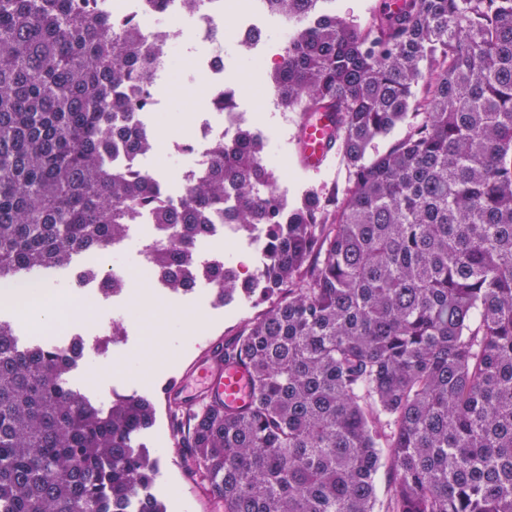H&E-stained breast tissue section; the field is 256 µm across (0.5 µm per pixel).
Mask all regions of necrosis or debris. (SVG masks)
Returning a JSON list of instances; mask_svg holds the SVG:
<instances>
[{"mask_svg": "<svg viewBox=\"0 0 512 512\" xmlns=\"http://www.w3.org/2000/svg\"><path fill=\"white\" fill-rule=\"evenodd\" d=\"M100 11L121 20L130 16L146 19L143 33L147 41H154L158 32L154 0H97ZM235 12L238 26L233 32L240 43H250L260 49L256 34L262 15L252 7V0H199L195 10H187L183 0H166L165 13L173 19L167 27L168 41L163 46L154 71V89L148 90L146 100L135 113V122L142 131H150L151 124L165 110L156 89L169 78L200 87L204 110L196 112L194 128L189 140H176L172 151L183 152L187 162L179 170L180 187L172 189V196H180V188L189 184L209 164L216 140H233L242 129V116L235 111H219L216 99L224 92V73L228 62L224 54V15Z\"/></svg>", "mask_w": 512, "mask_h": 512, "instance_id": "1", "label": "necrosis or debris"}]
</instances>
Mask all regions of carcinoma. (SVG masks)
Here are the masks:
<instances>
[{"mask_svg":"<svg viewBox=\"0 0 512 512\" xmlns=\"http://www.w3.org/2000/svg\"><path fill=\"white\" fill-rule=\"evenodd\" d=\"M94 2L0 0V283L104 251L149 211L165 234L148 257L185 292L206 224L260 227L271 303L224 342L252 399L173 414L222 512H512V0H397L366 28L327 0H264L291 33L278 105L332 111L349 173L342 196L292 206L250 129L218 140L176 202L112 166L118 134L154 149L129 127L159 46ZM213 292L225 304L250 279L226 264ZM82 355L22 348L0 320V512H166L132 445L154 403L85 399L68 382Z\"/></svg>","mask_w":512,"mask_h":512,"instance_id":"1","label":"carcinoma"}]
</instances>
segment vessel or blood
Listing matches in <instances>:
<instances>
[{
  "label": "vessel or blood",
  "mask_w": 512,
  "mask_h": 512,
  "mask_svg": "<svg viewBox=\"0 0 512 512\" xmlns=\"http://www.w3.org/2000/svg\"><path fill=\"white\" fill-rule=\"evenodd\" d=\"M334 143L325 120L305 121L299 128L296 161L308 173H318L332 156ZM171 403L192 406L198 403H225L240 406L250 400L247 372L225 364L221 349H213L205 363L192 365L166 393Z\"/></svg>",
  "instance_id": "obj_1"
}]
</instances>
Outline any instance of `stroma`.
<instances>
[{"label": "stroma", "instance_id": "obj_1", "mask_svg": "<svg viewBox=\"0 0 512 512\" xmlns=\"http://www.w3.org/2000/svg\"><path fill=\"white\" fill-rule=\"evenodd\" d=\"M286 23L278 17L268 18L261 40L268 53L262 64H255L248 48L228 41L229 67L224 75L225 89L235 93V111L244 113V125L258 130L266 151L272 152L277 163L273 173L279 182L281 196L296 204L309 190L325 193L330 189L344 190L348 172L340 158H333L318 176L304 175L298 169L290 141L299 121L295 112L281 107H267L264 100L251 96L250 87L258 78H270L281 60ZM166 110L156 126V145L151 154L153 171L163 179L176 178L180 159L168 145L176 139L190 136L192 113L198 100L180 85L167 93ZM138 246L128 243L122 253L105 250L75 258L72 268L63 270L61 278L47 279L50 298L59 302L61 314L69 319L94 324L93 305L83 295L77 283L81 271L94 269L103 273L128 266L137 258ZM268 305L260 294L237 295L229 304L215 301L211 286L199 280L194 293H174L161 289L144 277H137L129 300L121 306L106 308L107 320L121 321L122 336L108 348L110 375L91 377L98 365L93 351H85L69 374V383L79 388L91 402L106 405L123 394L138 393L151 399L156 407L155 422L148 431L138 435L136 446L148 448L158 465L152 493L165 505L167 512H215L202 486L192 478L183 462L177 443L170 409L163 400V387L193 360L205 358L206 344L211 340L232 339L247 320L261 314ZM145 355L153 361L148 371L129 367L130 359Z\"/></svg>", "mask_w": 512, "mask_h": 512}]
</instances>
